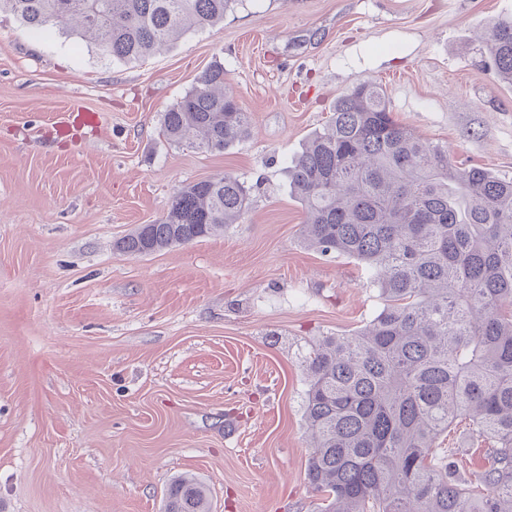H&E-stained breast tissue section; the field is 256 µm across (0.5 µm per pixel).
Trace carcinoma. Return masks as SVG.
<instances>
[{"mask_svg":"<svg viewBox=\"0 0 512 512\" xmlns=\"http://www.w3.org/2000/svg\"><path fill=\"white\" fill-rule=\"evenodd\" d=\"M237 0H0L27 29L56 28L114 63L140 60L224 21ZM512 84V19L489 29ZM174 144L222 152L251 135L215 64L163 114ZM305 243L373 270L384 300L365 328L310 346L306 476L317 512H512V179L455 167L448 147L399 124L386 90L341 96L288 165ZM250 188L231 173L189 183L167 211L116 242L152 254L238 224ZM458 418L495 441L480 493L438 448ZM163 512H211L204 483L174 479Z\"/></svg>","mask_w":512,"mask_h":512,"instance_id":"1","label":"carcinoma"}]
</instances>
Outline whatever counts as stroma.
Here are the masks:
<instances>
[{"label":"stroma","instance_id":"1","mask_svg":"<svg viewBox=\"0 0 512 512\" xmlns=\"http://www.w3.org/2000/svg\"><path fill=\"white\" fill-rule=\"evenodd\" d=\"M512 0H239L115 64L0 14V512H162L196 474L212 512H316L302 360L383 302L367 267L302 240L285 167L356 85L455 162L512 179V85L480 36ZM253 119L222 152L162 114L214 62ZM231 173L241 223L148 255L114 243L181 186ZM441 446L475 480L492 444Z\"/></svg>","mask_w":512,"mask_h":512}]
</instances>
